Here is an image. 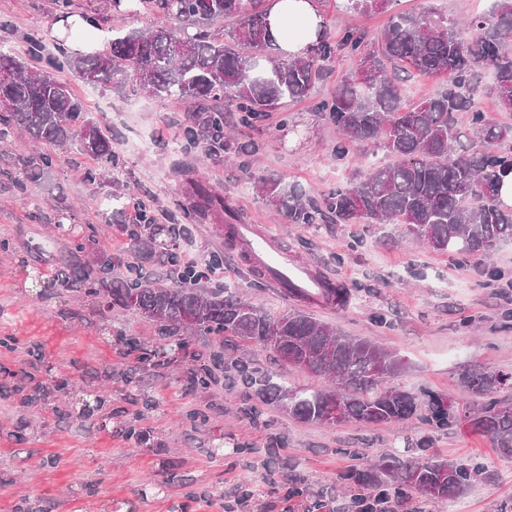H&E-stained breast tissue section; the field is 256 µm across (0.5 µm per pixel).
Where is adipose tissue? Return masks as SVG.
<instances>
[{
    "label": "adipose tissue",
    "mask_w": 512,
    "mask_h": 512,
    "mask_svg": "<svg viewBox=\"0 0 512 512\" xmlns=\"http://www.w3.org/2000/svg\"><path fill=\"white\" fill-rule=\"evenodd\" d=\"M269 19L281 50L292 56L307 54L324 22L315 0H275Z\"/></svg>",
    "instance_id": "adipose-tissue-1"
}]
</instances>
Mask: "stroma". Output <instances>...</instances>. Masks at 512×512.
<instances>
[{"instance_id": "stroma-1", "label": "stroma", "mask_w": 512, "mask_h": 512, "mask_svg": "<svg viewBox=\"0 0 512 512\" xmlns=\"http://www.w3.org/2000/svg\"><path fill=\"white\" fill-rule=\"evenodd\" d=\"M495 6L496 0H393L385 9L353 13L340 0L318 4L332 31L359 27L374 35L394 12L430 7L460 20L491 14ZM54 19L51 0H0V41L11 32L33 33L53 49ZM354 65V59H336L309 97L287 103L251 131L260 144L255 175H274L318 196L385 164L384 153L372 146L331 159L336 129L314 109ZM62 78L111 134L124 192L159 224L184 222L193 178L228 200L239 223L256 225L299 261L363 290L342 311L285 296L255 273L247 254L228 239L221 217L187 224L184 238L157 235L156 252L188 245L206 258L221 255L225 285L267 311L299 308L397 352L407 367L388 387L448 395L462 408L473 402L459 383L463 372L512 371V328L502 323L504 310L512 308V238L497 243L491 262H465L433 250L400 224L287 223L268 208L234 158L206 156L201 145L181 151L177 137L186 104L130 87L105 91L67 72ZM96 164L74 145L26 191L0 187V512H222L225 489L256 482L262 492L250 499L249 512H267L296 478L309 489L330 488L342 502L350 498L340 480L347 468H367L424 435L432 438L433 456L476 459L491 473L454 501L428 505L427 512H504L512 506V460L500 459L487 437L471 431L433 433L417 419L403 426L305 425L271 406L250 423L241 416L247 401L242 387L181 389L179 362L155 373L135 369L129 347L115 334L121 329L150 345L158 336L156 324L131 311H107L102 298L83 291L45 287L42 278L87 239L108 251L125 237L102 212L104 187L84 179ZM490 264L500 279L487 277ZM186 350L245 356L291 386L309 381L255 347L195 335ZM34 368L50 369L65 390L22 388V374ZM135 410L143 419L130 437L127 422ZM349 448L361 449V456H346Z\"/></svg>"}]
</instances>
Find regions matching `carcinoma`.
Listing matches in <instances>:
<instances>
[{"instance_id": "carcinoma-1", "label": "carcinoma", "mask_w": 512, "mask_h": 512, "mask_svg": "<svg viewBox=\"0 0 512 512\" xmlns=\"http://www.w3.org/2000/svg\"><path fill=\"white\" fill-rule=\"evenodd\" d=\"M344 2L345 9L366 13L390 0ZM109 8L159 22L112 38L103 53L49 52L29 33L17 47L0 49V142L20 128L32 142L52 148L77 142L102 167L116 168L112 137L85 113L58 73L67 70L84 83L112 89L123 88L132 74L136 86L150 94L192 104L181 124L184 149L205 143L213 152L233 155L247 172L259 146L224 131V108H234L240 130L258 129L284 101L307 98L327 63L351 56L357 68L341 77L331 97L314 105L342 132L331 158L342 160L373 145L389 162L336 186L320 201L295 186L283 187L277 177H259L254 184L266 204L290 224H403L434 250L463 259L486 256L498 241L512 237V208L502 207L499 199L501 183L512 173V125L499 123L477 102L482 93L499 110L512 112V0H499L493 15L475 14L463 26L429 10L397 12L374 37L359 28L335 36L324 25L308 56L297 59L274 52L264 0H116ZM169 21L179 28L167 26ZM485 71L493 74L488 85L482 84ZM413 73L443 75L446 81L436 94L406 107L402 83ZM461 114L468 115L464 126L458 124ZM54 165L48 153L31 157L24 161L26 178L37 180ZM103 206L116 218L131 200L109 192ZM216 207L234 217L224 199L196 184L186 219L202 218ZM123 230L138 243L139 253L125 275L112 276V254L80 244L79 251L91 257L66 260L60 283L86 287L104 295L108 307L160 324L157 348L141 353L139 363L156 367L162 357L179 358L187 331L250 344L323 384L285 388L245 358L227 359L218 352L191 356L189 384L206 388L222 377L230 387L252 390L255 403L242 410L251 422L267 406L282 407L291 395L288 418L308 425H331L328 412L335 404L344 409L341 422L362 426L419 418L440 432L465 423L471 432L489 437L501 458L512 459V407L494 397L512 387V374H463L461 384L478 401L476 409L461 412L448 399L431 397L425 403L415 392L385 389L384 381L404 366L395 352L334 331L303 310L271 314L231 288L207 291L197 273L179 271L170 284L153 281L143 273L145 264L158 260L175 266L177 255H157L149 246L161 231L149 213ZM355 291L353 285L338 284L323 301L345 309ZM428 446L429 439L419 438L411 456L386 455L367 469L346 470L342 480L357 492L374 491L393 507L421 512L424 504L451 501L489 479L484 465L430 458Z\"/></svg>"}]
</instances>
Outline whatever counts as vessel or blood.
<instances>
[{"label":"vessel or blood","mask_w":512,"mask_h":512,"mask_svg":"<svg viewBox=\"0 0 512 512\" xmlns=\"http://www.w3.org/2000/svg\"><path fill=\"white\" fill-rule=\"evenodd\" d=\"M237 230L248 245L254 265L270 276L275 287L284 289L292 296L310 298L321 297L326 289L335 287L336 282L331 277L318 272L311 265L294 260L270 237L256 233L252 225L241 224Z\"/></svg>","instance_id":"1"}]
</instances>
